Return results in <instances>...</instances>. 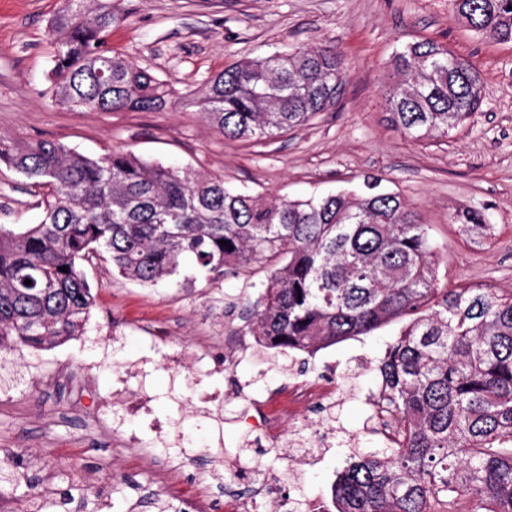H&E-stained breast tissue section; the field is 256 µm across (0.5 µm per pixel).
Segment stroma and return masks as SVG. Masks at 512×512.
I'll return each instance as SVG.
<instances>
[{"mask_svg":"<svg viewBox=\"0 0 512 512\" xmlns=\"http://www.w3.org/2000/svg\"><path fill=\"white\" fill-rule=\"evenodd\" d=\"M63 0H0V135L45 139L90 157L112 149L223 177L226 186L297 199L341 190L400 194L423 215L438 243L435 256L442 288H490L512 292V42L471 31L453 15L449 0H117L120 19L107 46L149 69L167 86L171 102L161 111L85 112L57 105L49 92L54 52L49 24ZM432 38L470 61L482 77V104L448 139L419 144L385 121V93L392 59L407 44ZM332 43L345 60V84L335 107L298 131L261 141L224 139L201 115L195 96L204 81L233 63L276 52ZM458 208L488 211L492 230L479 243L465 239L449 220ZM40 211L28 181L0 165V224L37 223ZM95 302L78 336L48 349L17 346L0 351V461L23 460L38 478L36 494L54 512H158L168 498L158 466L179 462L183 487L224 512L237 464L253 470L254 487L268 490L267 507L285 497L273 474L288 457H300L302 499L321 512L332 506V485L350 448L366 452L387 446L374 429L377 366L401 328L321 350L306 362L273 355L254 342L241 308L255 299L269 272L247 271L212 279L195 274L186 285L145 287L114 274L110 264L84 265ZM169 337L208 358L223 356L225 335L248 346L244 359L222 374L172 379L164 366L145 362V331ZM115 337L109 359L100 339ZM140 365L142 387L153 394L158 417L195 430L179 412V394L215 386L231 401L219 432L223 449L198 436L187 451L155 449L154 459L122 446L112 419L121 415L112 396L117 374ZM318 378L336 384L332 409L308 405L298 424L311 448L244 449L248 426L237 416L248 397L281 383ZM88 486L86 505L60 501L69 483Z\"/></svg>","mask_w":512,"mask_h":512,"instance_id":"1","label":"stroma"}]
</instances>
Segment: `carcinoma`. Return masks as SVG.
<instances>
[{
    "label": "carcinoma",
    "instance_id": "carcinoma-1",
    "mask_svg": "<svg viewBox=\"0 0 512 512\" xmlns=\"http://www.w3.org/2000/svg\"><path fill=\"white\" fill-rule=\"evenodd\" d=\"M450 6L474 31L512 41V0ZM118 20L112 0H63L50 22L57 102L167 106L161 80L104 50ZM392 66L388 121L416 142L448 137L480 106L478 71L444 43H411ZM344 77L336 47L313 45L224 69L197 104L226 138L273 139L334 107ZM0 164L41 195L36 224L0 225V345L45 349L78 335L94 302L82 263L94 258L143 286L190 280L188 257L213 278L261 263L270 275L242 315L262 348L313 357L405 321L377 367L393 438L380 457L352 449L332 487L336 512H512V293L438 288L429 225L399 195L369 182L361 193L283 199L126 150L91 158L2 136ZM452 220L477 236L491 226L475 209ZM24 477L19 463L0 465V488Z\"/></svg>",
    "mask_w": 512,
    "mask_h": 512
}]
</instances>
